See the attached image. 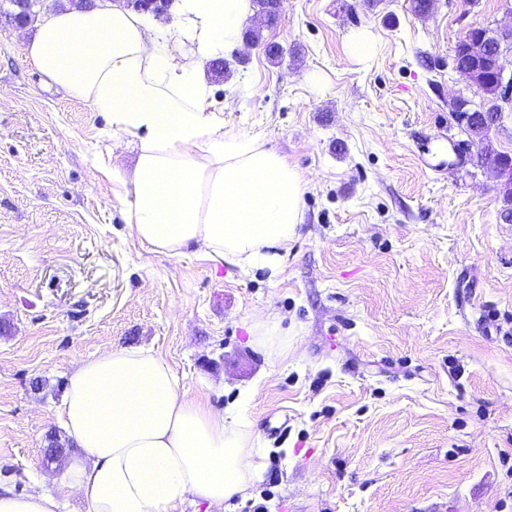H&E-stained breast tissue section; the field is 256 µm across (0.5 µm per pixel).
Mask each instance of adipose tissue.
I'll return each mask as SVG.
<instances>
[{
  "label": "adipose tissue",
  "instance_id": "1",
  "mask_svg": "<svg viewBox=\"0 0 512 512\" xmlns=\"http://www.w3.org/2000/svg\"><path fill=\"white\" fill-rule=\"evenodd\" d=\"M249 9L250 0H175L178 21L165 28L112 2L58 10L38 20L26 51L136 144L132 174L113 169L112 181L139 240L274 271L303 222L304 178L254 138L225 132L199 72L201 59L239 44ZM187 40L191 59L178 52ZM60 416L81 450L69 485L88 512H168L189 494L221 506L261 476L251 425L188 398L148 349L79 362Z\"/></svg>",
  "mask_w": 512,
  "mask_h": 512
}]
</instances>
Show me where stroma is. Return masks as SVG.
<instances>
[{
    "label": "stroma",
    "mask_w": 512,
    "mask_h": 512,
    "mask_svg": "<svg viewBox=\"0 0 512 512\" xmlns=\"http://www.w3.org/2000/svg\"><path fill=\"white\" fill-rule=\"evenodd\" d=\"M410 2L284 0L274 26L249 13L260 39L230 75L203 65L225 130L306 180L273 276L139 241L105 174L132 171V145L27 60L33 23L0 14V493L67 483L69 373L132 346L258 433L266 475L232 512H512V223L448 107L475 97L456 42L512 21V0ZM266 316L287 359L251 340Z\"/></svg>",
    "instance_id": "stroma-1"
}]
</instances>
